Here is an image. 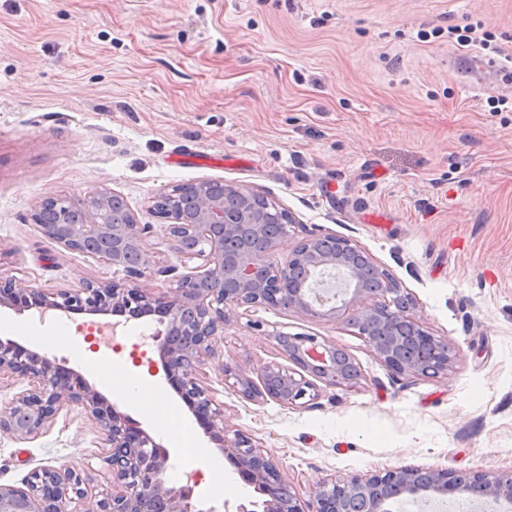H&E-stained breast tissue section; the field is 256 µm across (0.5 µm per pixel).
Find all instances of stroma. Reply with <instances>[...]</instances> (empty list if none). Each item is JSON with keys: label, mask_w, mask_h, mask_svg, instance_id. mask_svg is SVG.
Listing matches in <instances>:
<instances>
[{"label": "stroma", "mask_w": 512, "mask_h": 512, "mask_svg": "<svg viewBox=\"0 0 512 512\" xmlns=\"http://www.w3.org/2000/svg\"><path fill=\"white\" fill-rule=\"evenodd\" d=\"M481 24L512 54V0H0V274L52 292L121 279L46 240L31 220L48 198L121 193L157 266L180 267L152 199L183 183L265 191L296 218L286 260L306 233L365 248L418 302L428 329L460 350L438 378L397 377L355 329L267 306L228 312L203 382L229 427L259 441L306 493L322 478L401 466L512 470V112L493 111L494 81L461 82L454 28ZM83 315L35 319L0 307V338L80 373L170 450L167 485L195 479L203 506L258 500L231 476L198 483L164 421L103 388L106 366L57 342ZM156 317L122 321L153 379ZM344 346L363 378L291 409L241 398L218 362L244 373L282 362L276 332ZM102 437L82 407L42 434L0 432V484L43 466L86 480L75 512H98L112 482Z\"/></svg>", "instance_id": "1"}]
</instances>
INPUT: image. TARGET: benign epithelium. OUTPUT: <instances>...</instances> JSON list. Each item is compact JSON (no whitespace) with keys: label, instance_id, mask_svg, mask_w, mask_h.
Wrapping results in <instances>:
<instances>
[{"label":"benign epithelium","instance_id":"7a95c632","mask_svg":"<svg viewBox=\"0 0 512 512\" xmlns=\"http://www.w3.org/2000/svg\"><path fill=\"white\" fill-rule=\"evenodd\" d=\"M193 194L192 209L167 204L174 193L153 198L167 225L170 248L184 261L201 264L176 279L165 292L150 293L137 279L157 271L144 246L150 225L131 211L118 223L107 219L112 200L108 189L92 190L77 199L51 198L36 206L31 219L43 236L62 248L121 267L125 281H85L75 289L49 292L0 275V307L35 310L41 315L89 314L139 317L149 309L167 317L157 334L160 361L171 388L195 412L197 422L215 441L235 472L265 496L262 512H391L389 505L409 496L428 501H512V471L459 472L432 467H396L365 475L322 478L307 497L290 485L274 457L258 441L224 420V407L201 384L204 366L215 358L224 338L226 312L244 305L296 309L312 318L341 320L354 328L378 320L382 336L360 333L377 359L395 375L438 377L448 373L459 349L446 336H436L415 313L416 303L396 280L382 271L381 288L369 285L370 254L348 238L312 233L280 262L277 246L287 231L272 234L267 218L251 211L224 212V197L210 193L207 183L183 185ZM289 365L266 364L257 379L221 364L224 381L238 395L262 403L306 408L320 396V385L353 387L362 377L354 358L333 342L299 333L274 335ZM26 383L0 407V432L17 439L41 433L63 409L77 404L95 420L107 448L103 463L112 474V494L100 500V512H217L197 507L189 486H166L169 453L140 425L122 414L81 374L66 370L44 355L0 339V377ZM80 473L68 467L44 466L31 472L25 486L0 484V512H71L74 498L87 493Z\"/></svg>","mask_w":512,"mask_h":512}]
</instances>
